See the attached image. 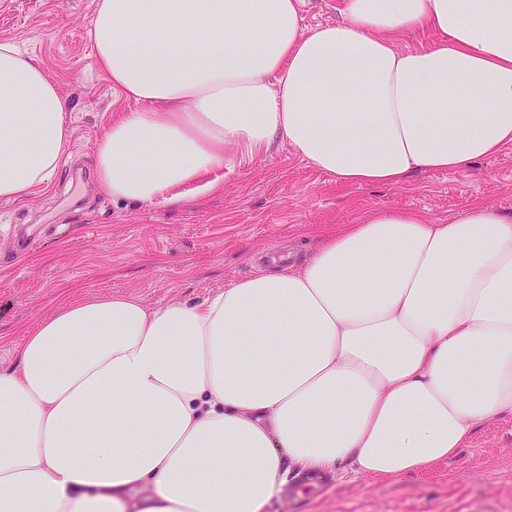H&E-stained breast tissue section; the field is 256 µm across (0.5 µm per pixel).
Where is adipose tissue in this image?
I'll return each mask as SVG.
<instances>
[{
	"label": "adipose tissue",
	"instance_id": "adipose-tissue-1",
	"mask_svg": "<svg viewBox=\"0 0 512 512\" xmlns=\"http://www.w3.org/2000/svg\"><path fill=\"white\" fill-rule=\"evenodd\" d=\"M98 0L100 69L136 107L98 144L113 199L214 184L283 140L344 186L512 147V0ZM437 34L426 48L406 33ZM67 107L0 39V202L56 175ZM512 415V214L372 210L300 272L196 302H62L0 367V512H262L291 473L396 479ZM344 0H304L301 9V28L336 23L343 19Z\"/></svg>",
	"mask_w": 512,
	"mask_h": 512
}]
</instances>
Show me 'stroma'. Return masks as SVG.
Segmentation results:
<instances>
[{"instance_id": "35a3bbf8", "label": "stroma", "mask_w": 512, "mask_h": 512, "mask_svg": "<svg viewBox=\"0 0 512 512\" xmlns=\"http://www.w3.org/2000/svg\"><path fill=\"white\" fill-rule=\"evenodd\" d=\"M96 0H0V38L55 77L71 137L47 188L0 202V366L13 340L63 300L125 292L152 305L198 300L258 271L301 268L325 233L371 210H410L449 223L473 203L512 214V147L397 186L345 187L286 141L246 158L224 150L214 190L182 188L176 205L112 199L96 181L99 137L131 108L100 70L86 28ZM266 512H512V416L478 428L454 456L399 479L329 472L292 476Z\"/></svg>"}]
</instances>
